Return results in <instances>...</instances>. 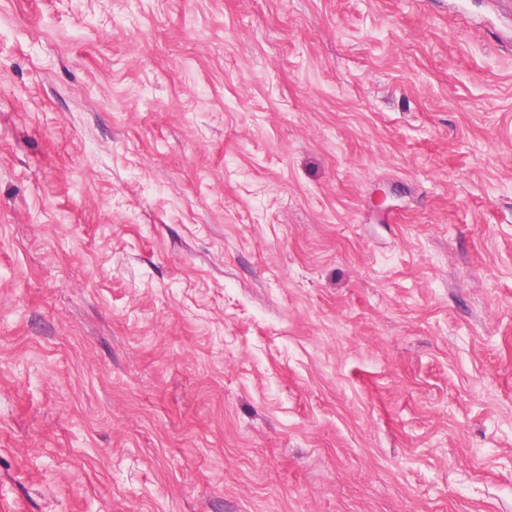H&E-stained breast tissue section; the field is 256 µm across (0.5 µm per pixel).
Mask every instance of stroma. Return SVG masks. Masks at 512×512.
Returning <instances> with one entry per match:
<instances>
[{"instance_id":"35a3bbf8","label":"stroma","mask_w":512,"mask_h":512,"mask_svg":"<svg viewBox=\"0 0 512 512\" xmlns=\"http://www.w3.org/2000/svg\"><path fill=\"white\" fill-rule=\"evenodd\" d=\"M0 512H512L502 0H0Z\"/></svg>"}]
</instances>
